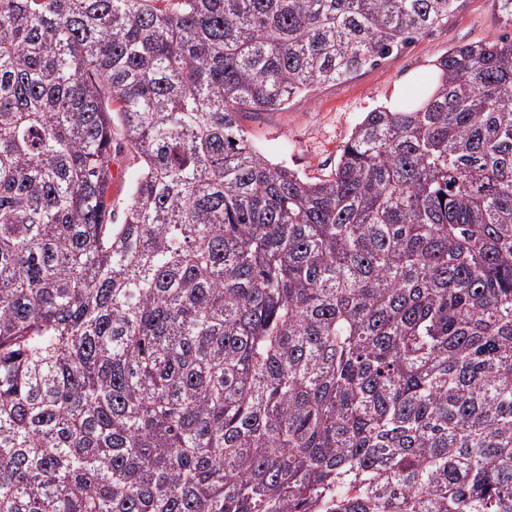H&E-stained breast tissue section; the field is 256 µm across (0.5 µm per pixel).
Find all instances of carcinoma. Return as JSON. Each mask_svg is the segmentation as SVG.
Masks as SVG:
<instances>
[{"instance_id":"obj_1","label":"carcinoma","mask_w":512,"mask_h":512,"mask_svg":"<svg viewBox=\"0 0 512 512\" xmlns=\"http://www.w3.org/2000/svg\"><path fill=\"white\" fill-rule=\"evenodd\" d=\"M456 2L0 0V512H512V34L328 176L242 125ZM115 154V178L112 179V222H122L123 208L130 194L132 183L139 171L140 159L126 145L118 124L112 129V155ZM114 213V215H113Z\"/></svg>"}]
</instances>
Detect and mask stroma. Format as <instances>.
Wrapping results in <instances>:
<instances>
[{"label":"stroma","mask_w":512,"mask_h":512,"mask_svg":"<svg viewBox=\"0 0 512 512\" xmlns=\"http://www.w3.org/2000/svg\"><path fill=\"white\" fill-rule=\"evenodd\" d=\"M503 32L493 0H462L449 14L447 25L393 51L378 65L361 70L352 79L294 97L282 110L247 117L243 125L273 162L306 177L328 175L354 125L365 112L387 106L407 73H429L434 61L449 49L493 39ZM112 151L116 158L112 221L118 224L140 160L117 129L112 132Z\"/></svg>","instance_id":"1"}]
</instances>
